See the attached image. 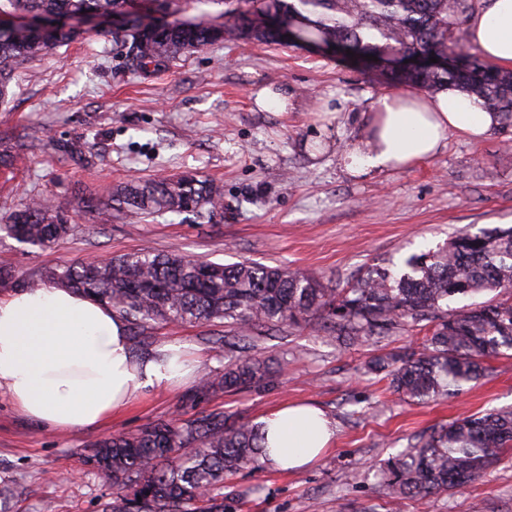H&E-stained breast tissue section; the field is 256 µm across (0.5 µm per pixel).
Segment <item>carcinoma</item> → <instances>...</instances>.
Segmentation results:
<instances>
[{
    "label": "carcinoma",
    "instance_id": "obj_1",
    "mask_svg": "<svg viewBox=\"0 0 512 512\" xmlns=\"http://www.w3.org/2000/svg\"><path fill=\"white\" fill-rule=\"evenodd\" d=\"M129 0H0V101H7L20 69L80 35L72 28L30 25L57 16L122 13ZM250 13L231 24H133L116 31L127 45L128 68L150 73L183 55L228 37L281 40L279 25L297 20L303 43H334L387 72L395 84L438 92L445 88L498 114V131L512 129V71L499 70L459 47L454 31L475 9L474 0H249ZM438 62H429L430 58ZM28 144L0 149V168L13 165ZM213 183L196 172L175 178L135 179L82 207L105 221L121 215L162 213L197 217L221 205ZM0 231L20 243L50 248L76 233L66 213L43 199L13 210ZM54 284L91 296L129 324L140 354L151 353L157 324H221L216 343L235 353L224 370L202 374L190 405L216 392L256 388L272 376L268 363L250 354L263 331L311 325L353 343L381 339L403 324L426 323L414 352L374 358L370 370L387 372L400 400L426 404L449 397L487 373L485 361L512 350V303H471L448 310V301L512 289V228L463 231L444 245L412 253L401 263L372 264L344 288H328L301 270L255 262L224 265L141 249L100 260H81L21 276L0 262V288L35 291ZM260 426L230 422L221 411L182 414L174 423H150L132 434L105 437L84 463L112 480V498L101 512H231L224 481L243 469L259 470L264 448ZM512 445V407L471 414L443 424L384 465L387 495L446 494L482 479Z\"/></svg>",
    "mask_w": 512,
    "mask_h": 512
}]
</instances>
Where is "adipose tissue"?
Wrapping results in <instances>:
<instances>
[{"label": "adipose tissue", "mask_w": 512, "mask_h": 512, "mask_svg": "<svg viewBox=\"0 0 512 512\" xmlns=\"http://www.w3.org/2000/svg\"><path fill=\"white\" fill-rule=\"evenodd\" d=\"M468 42L487 60L512 68V0H484L470 19ZM496 114L454 91L432 96L384 94L357 158L361 166L392 170L436 155L449 133L481 138ZM195 360L185 345L135 356L125 320L101 302L51 286L0 297V393L47 429L96 426L145 390L188 382ZM266 466L296 470L331 448L336 430L318 407L287 404L261 419Z\"/></svg>", "instance_id": "1"}]
</instances>
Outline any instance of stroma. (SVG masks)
<instances>
[{
  "label": "stroma",
  "instance_id": "stroma-1",
  "mask_svg": "<svg viewBox=\"0 0 512 512\" xmlns=\"http://www.w3.org/2000/svg\"><path fill=\"white\" fill-rule=\"evenodd\" d=\"M247 0H163L162 22L220 23ZM113 26L86 27L70 44L27 64L8 103L0 137L23 132L37 147L0 171V215L32 198L68 211L78 234L40 250L0 236V260L32 274L88 257L140 249L224 264L256 261L304 269L343 288L372 261L400 260L461 230L512 227V147L493 131L473 141L449 133L435 156L397 170L361 172L350 156L366 140L365 122L388 93L377 71L352 58L295 42L227 40L187 53L149 76L130 72ZM287 87L284 112H261L265 87ZM193 171L224 196L210 220L165 214L101 222L81 197L108 200L132 178ZM216 326H157L156 346L186 345L201 367L220 370ZM403 327L381 342L341 345L310 327L261 340L257 356L274 369L263 388L220 392L198 411L236 422L258 420L291 402H308L336 424L331 449L292 473L246 469L227 483L237 512H385L382 467L433 428L467 414L512 406V350L459 394L426 405L400 402L383 376L368 373L379 354L420 345ZM191 384L151 389L100 426L39 427L0 394V479L9 512H99L112 482L82 457L99 439L178 419ZM512 512V448L478 483L421 500L401 512Z\"/></svg>",
  "mask_w": 512,
  "mask_h": 512
}]
</instances>
